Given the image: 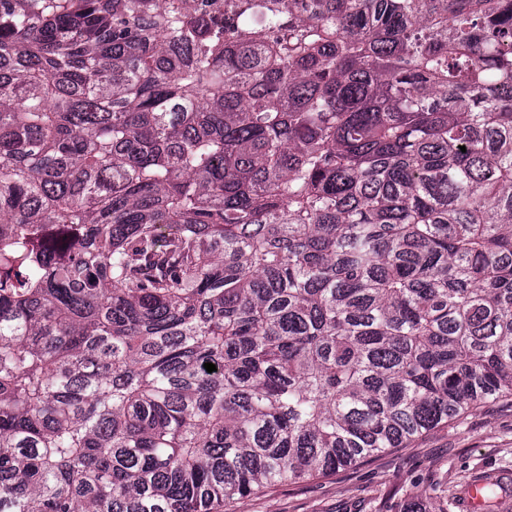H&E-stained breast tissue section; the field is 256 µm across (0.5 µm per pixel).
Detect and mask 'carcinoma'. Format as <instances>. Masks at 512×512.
Instances as JSON below:
<instances>
[{
  "instance_id": "cac0c4a2",
  "label": "carcinoma",
  "mask_w": 512,
  "mask_h": 512,
  "mask_svg": "<svg viewBox=\"0 0 512 512\" xmlns=\"http://www.w3.org/2000/svg\"><path fill=\"white\" fill-rule=\"evenodd\" d=\"M507 396L512 0H0V512H232Z\"/></svg>"
}]
</instances>
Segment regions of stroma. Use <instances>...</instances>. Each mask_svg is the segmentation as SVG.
Returning a JSON list of instances; mask_svg holds the SVG:
<instances>
[{"label": "stroma", "mask_w": 512, "mask_h": 512, "mask_svg": "<svg viewBox=\"0 0 512 512\" xmlns=\"http://www.w3.org/2000/svg\"><path fill=\"white\" fill-rule=\"evenodd\" d=\"M478 474L512 482V397L335 476L272 488L238 512H385L396 495L426 499L428 512H471L467 485Z\"/></svg>", "instance_id": "obj_1"}]
</instances>
